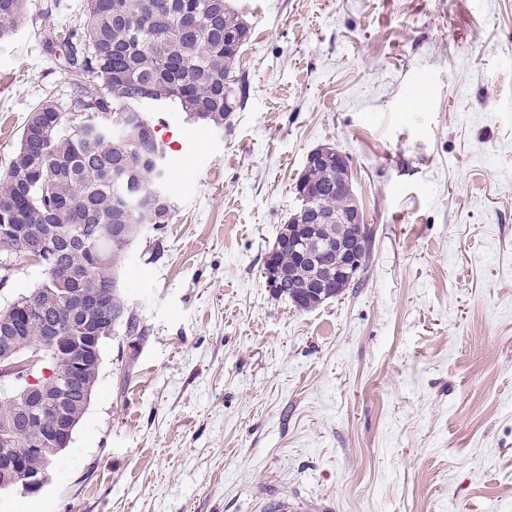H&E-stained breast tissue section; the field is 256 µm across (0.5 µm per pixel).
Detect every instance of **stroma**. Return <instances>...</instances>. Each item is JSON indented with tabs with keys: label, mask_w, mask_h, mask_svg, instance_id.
Segmentation results:
<instances>
[{
	"label": "stroma",
	"mask_w": 512,
	"mask_h": 512,
	"mask_svg": "<svg viewBox=\"0 0 512 512\" xmlns=\"http://www.w3.org/2000/svg\"><path fill=\"white\" fill-rule=\"evenodd\" d=\"M245 101L169 110L170 224L131 246L140 332L106 340L70 447L0 512H512V0H233ZM27 0L0 40V174L31 108L66 105ZM346 155L374 229L359 287L312 310L263 258L310 152ZM0 309L42 273L23 254Z\"/></svg>",
	"instance_id": "stroma-1"
}]
</instances>
